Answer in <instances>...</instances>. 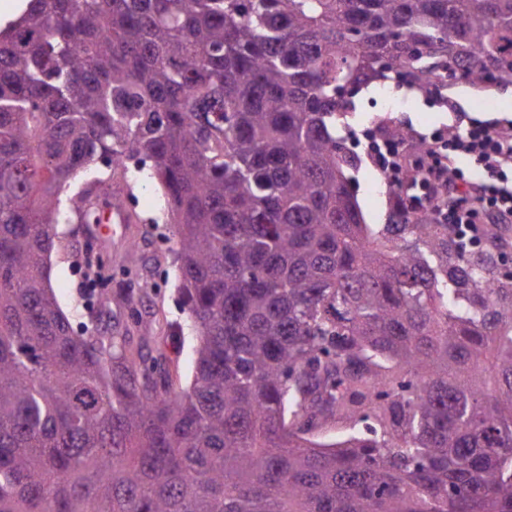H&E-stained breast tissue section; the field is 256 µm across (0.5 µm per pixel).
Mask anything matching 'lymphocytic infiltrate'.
<instances>
[{
    "instance_id": "obj_1",
    "label": "lymphocytic infiltrate",
    "mask_w": 512,
    "mask_h": 512,
    "mask_svg": "<svg viewBox=\"0 0 512 512\" xmlns=\"http://www.w3.org/2000/svg\"><path fill=\"white\" fill-rule=\"evenodd\" d=\"M463 158L477 162L478 177H463L457 167ZM407 181L419 191L398 196L395 217L427 207L437 222L471 233L484 224H512V126L484 121L450 139L447 150L430 144L425 161L415 164Z\"/></svg>"
}]
</instances>
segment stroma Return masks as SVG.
<instances>
[{
	"instance_id": "35a3bbf8",
	"label": "stroma",
	"mask_w": 512,
	"mask_h": 512,
	"mask_svg": "<svg viewBox=\"0 0 512 512\" xmlns=\"http://www.w3.org/2000/svg\"><path fill=\"white\" fill-rule=\"evenodd\" d=\"M350 98L355 109L337 120L336 133L360 158L347 176L365 222L375 226L389 223L393 211L391 196L380 190L382 175L367 155L366 145L376 131L406 127L429 140L447 138L452 130L465 134L474 120L512 123V84L494 81L474 86L459 80L435 96L392 79L356 88ZM450 100L456 103L457 114L448 111ZM162 205L154 183L134 185L125 203L133 222L114 225L112 239L105 242L80 233L70 253L53 255L51 283L72 327L90 319L98 336L152 331L144 356L165 358L179 365L186 377L192 344L177 335L186 315L177 290L171 227L160 213ZM128 284L135 287V298L120 302L119 293Z\"/></svg>"
}]
</instances>
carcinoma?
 <instances>
[{
	"label": "carcinoma",
	"instance_id": "obj_1",
	"mask_svg": "<svg viewBox=\"0 0 512 512\" xmlns=\"http://www.w3.org/2000/svg\"><path fill=\"white\" fill-rule=\"evenodd\" d=\"M512 83V0H25L0 23V512H512L508 244L364 223L336 88ZM148 169L194 370L77 335L57 225ZM349 426L315 436L330 419Z\"/></svg>",
	"mask_w": 512,
	"mask_h": 512
}]
</instances>
